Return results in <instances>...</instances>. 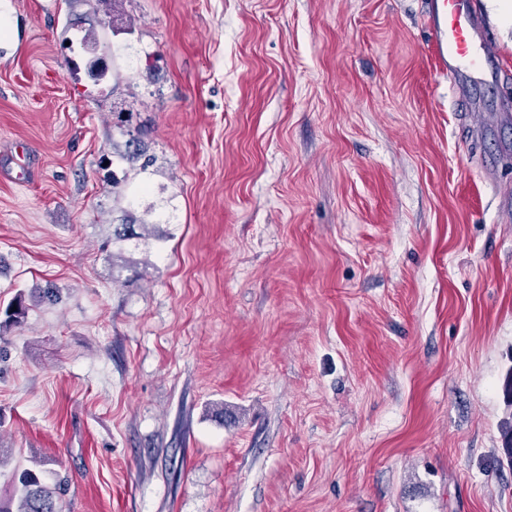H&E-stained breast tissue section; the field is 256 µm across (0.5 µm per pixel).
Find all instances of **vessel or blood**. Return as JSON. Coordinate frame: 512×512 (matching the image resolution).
Instances as JSON below:
<instances>
[{
    "mask_svg": "<svg viewBox=\"0 0 512 512\" xmlns=\"http://www.w3.org/2000/svg\"><path fill=\"white\" fill-rule=\"evenodd\" d=\"M427 26L438 68L456 77L458 90L471 73L494 75L497 58L473 0H432Z\"/></svg>",
    "mask_w": 512,
    "mask_h": 512,
    "instance_id": "1",
    "label": "vessel or blood"
}]
</instances>
